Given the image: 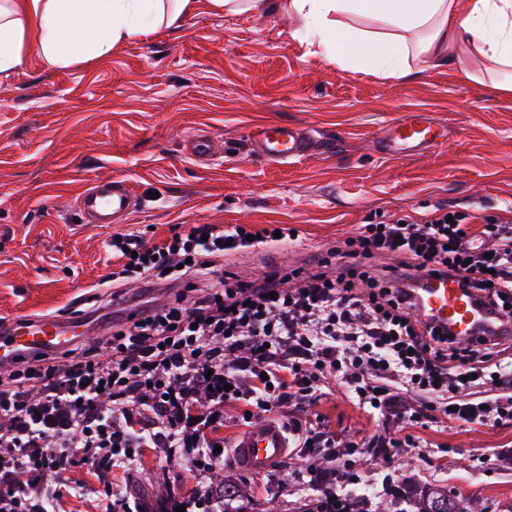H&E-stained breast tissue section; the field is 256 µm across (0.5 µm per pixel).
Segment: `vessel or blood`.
Wrapping results in <instances>:
<instances>
[{
    "mask_svg": "<svg viewBox=\"0 0 512 512\" xmlns=\"http://www.w3.org/2000/svg\"><path fill=\"white\" fill-rule=\"evenodd\" d=\"M384 136L393 145L407 149L437 146L445 138V129L424 118L404 116L389 123ZM256 152L272 160L301 159L312 151L309 137L283 124L261 127L253 135ZM135 200L125 184L112 179L96 180L79 198L78 210L85 223L117 224L134 209ZM414 300L423 315L436 324H455L457 336L470 339L498 332L499 314L483 306L477 296L461 288L458 281L441 276L417 289ZM83 324L73 317L62 320L52 316H18L0 322V363L22 355H32L67 348L72 334ZM285 430L273 418L256 422L242 434L233 459L239 467L252 473L271 470L288 452Z\"/></svg>",
    "mask_w": 512,
    "mask_h": 512,
    "instance_id": "obj_1",
    "label": "vessel or blood"
}]
</instances>
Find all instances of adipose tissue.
<instances>
[{
	"mask_svg": "<svg viewBox=\"0 0 512 512\" xmlns=\"http://www.w3.org/2000/svg\"><path fill=\"white\" fill-rule=\"evenodd\" d=\"M198 0H0V73L37 51L51 66L183 25ZM228 14L280 15L326 63L404 78L417 56L437 67L479 53L512 66V0H209Z\"/></svg>",
	"mask_w": 512,
	"mask_h": 512,
	"instance_id": "obj_1",
	"label": "adipose tissue"
}]
</instances>
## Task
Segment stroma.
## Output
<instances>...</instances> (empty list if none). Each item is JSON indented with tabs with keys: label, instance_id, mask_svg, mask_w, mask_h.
I'll return each mask as SVG.
<instances>
[{
	"label": "stroma",
	"instance_id": "stroma-1",
	"mask_svg": "<svg viewBox=\"0 0 512 512\" xmlns=\"http://www.w3.org/2000/svg\"><path fill=\"white\" fill-rule=\"evenodd\" d=\"M438 66L411 79L353 72L310 55L276 16L224 14L208 0L183 28H159L115 45L105 56L68 66L38 53L0 73V319L16 315L88 316L94 336L110 333L133 303L167 300L161 290L113 298L106 244L116 224H86L78 196L94 180L125 181L136 198L125 225L150 243L193 224H287L294 244L226 259L239 279L269 265L310 268L359 225L419 216L436 206L473 215L475 225L512 207V95ZM425 114L448 130L434 149L391 156L384 126ZM278 123L320 137L299 161L255 153L258 126ZM208 135L210 160L187 154V139ZM311 415L344 442L372 436L378 413L340 386L327 388ZM412 464L382 465L361 454L362 486L386 504L412 507L419 487L460 492L474 512H512V423L463 426L443 419L411 429ZM296 448L273 469L250 474L225 462L246 512H308L317 492L293 472ZM112 481L145 512L191 504L209 476L188 456L145 449L138 470L114 468Z\"/></svg>",
	"mask_w": 512,
	"mask_h": 512
}]
</instances>
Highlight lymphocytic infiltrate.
Masks as SVG:
<instances>
[{"label":"lymphocytic infiltrate","mask_w":512,"mask_h":512,"mask_svg":"<svg viewBox=\"0 0 512 512\" xmlns=\"http://www.w3.org/2000/svg\"><path fill=\"white\" fill-rule=\"evenodd\" d=\"M296 238L285 224H196L150 247L141 230L115 233L113 281L133 272L143 287L179 292L132 313L104 347L65 351V364L43 355L0 370V512H41L46 477H65L77 449L102 485L98 512H130L109 475L143 449L192 448L195 468L215 473L214 419L228 404L244 406L246 424L282 409L310 483H350L354 443L301 415L330 379L390 424L512 420V365L496 360L497 343L449 340L412 295L418 279L451 276L512 321V219L477 231L467 214L437 207L360 225L307 272L231 282L219 268ZM487 381L495 397L476 396Z\"/></svg>","instance_id":"lymphocytic-infiltrate-1"}]
</instances>
